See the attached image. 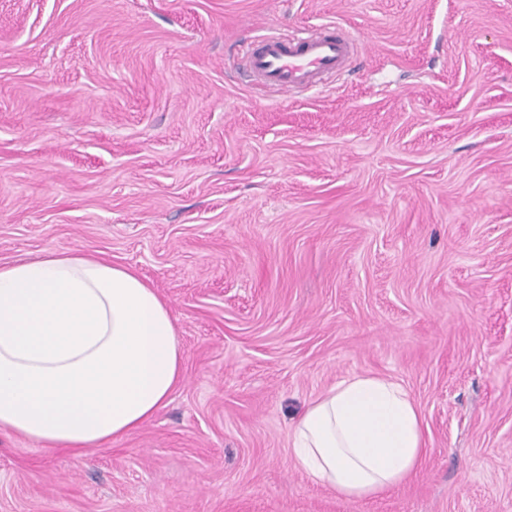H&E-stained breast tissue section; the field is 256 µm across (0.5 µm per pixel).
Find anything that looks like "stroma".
Returning a JSON list of instances; mask_svg holds the SVG:
<instances>
[{"label":"stroma","mask_w":512,"mask_h":512,"mask_svg":"<svg viewBox=\"0 0 512 512\" xmlns=\"http://www.w3.org/2000/svg\"><path fill=\"white\" fill-rule=\"evenodd\" d=\"M330 22L327 86L236 67ZM63 251L156 288L183 380L81 458L0 432V512H512V0H0V264ZM367 373L428 454L348 501L289 429Z\"/></svg>","instance_id":"1"}]
</instances>
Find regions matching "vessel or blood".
Wrapping results in <instances>:
<instances>
[{"label":"vessel or blood","instance_id":"vessel-or-blood-1","mask_svg":"<svg viewBox=\"0 0 512 512\" xmlns=\"http://www.w3.org/2000/svg\"><path fill=\"white\" fill-rule=\"evenodd\" d=\"M356 48L348 31L326 23L319 32L291 41L264 36L251 50L248 68L258 83L294 92L341 72Z\"/></svg>","mask_w":512,"mask_h":512}]
</instances>
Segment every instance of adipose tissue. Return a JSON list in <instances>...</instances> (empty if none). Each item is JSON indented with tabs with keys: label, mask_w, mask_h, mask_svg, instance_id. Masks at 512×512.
Returning <instances> with one entry per match:
<instances>
[{
	"label": "adipose tissue",
	"mask_w": 512,
	"mask_h": 512,
	"mask_svg": "<svg viewBox=\"0 0 512 512\" xmlns=\"http://www.w3.org/2000/svg\"><path fill=\"white\" fill-rule=\"evenodd\" d=\"M183 379L167 302L132 268L75 252L0 265V431L82 456L129 435ZM295 465L346 500L422 465L421 413L399 383L344 378L291 425Z\"/></svg>",
	"instance_id": "obj_1"
}]
</instances>
